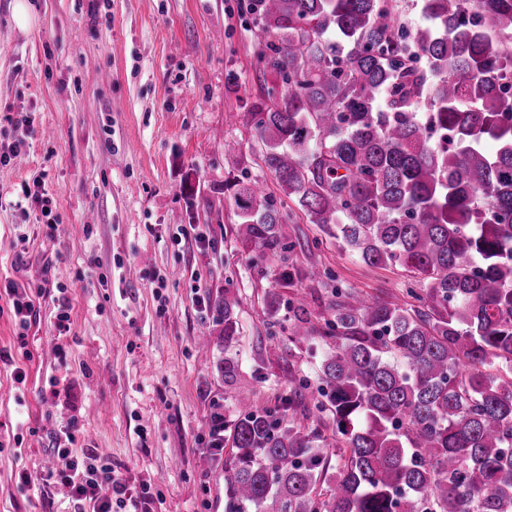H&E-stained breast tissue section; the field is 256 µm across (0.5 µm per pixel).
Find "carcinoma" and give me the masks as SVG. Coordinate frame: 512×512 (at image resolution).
Wrapping results in <instances>:
<instances>
[{
  "instance_id": "1",
  "label": "carcinoma",
  "mask_w": 512,
  "mask_h": 512,
  "mask_svg": "<svg viewBox=\"0 0 512 512\" xmlns=\"http://www.w3.org/2000/svg\"><path fill=\"white\" fill-rule=\"evenodd\" d=\"M264 39L246 109L281 199L224 183L236 241L276 256L290 201L368 265L422 282L419 307L335 289L316 408L342 436L331 471L306 385L237 398L226 512H512V0H240ZM235 298L224 345L238 335ZM292 337L317 333L305 296Z\"/></svg>"
}]
</instances>
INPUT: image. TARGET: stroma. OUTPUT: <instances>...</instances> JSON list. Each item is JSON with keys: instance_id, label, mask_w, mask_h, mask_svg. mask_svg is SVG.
I'll return each mask as SVG.
<instances>
[{"instance_id": "35a3bbf8", "label": "stroma", "mask_w": 512, "mask_h": 512, "mask_svg": "<svg viewBox=\"0 0 512 512\" xmlns=\"http://www.w3.org/2000/svg\"><path fill=\"white\" fill-rule=\"evenodd\" d=\"M29 3L22 29L15 0H0V153L26 140L0 166V285L17 283L38 312L21 330L0 296V512H71L66 487L19 479L51 469L71 426L74 452L106 454L130 493L150 486L153 512H224L229 450L200 441L213 411L230 420L237 392L262 409L319 384L323 342H292L284 308L270 328L269 294L304 289L319 327L332 287L409 305L420 282L365 264L298 211L287 259L240 249L225 178L245 169L279 190L243 117L259 38L238 0ZM19 112L23 136L10 123ZM37 184L50 215L24 198ZM313 267L333 280L308 279ZM226 292L238 301L229 347L210 306ZM227 356L240 365L230 386L217 369Z\"/></svg>"}]
</instances>
